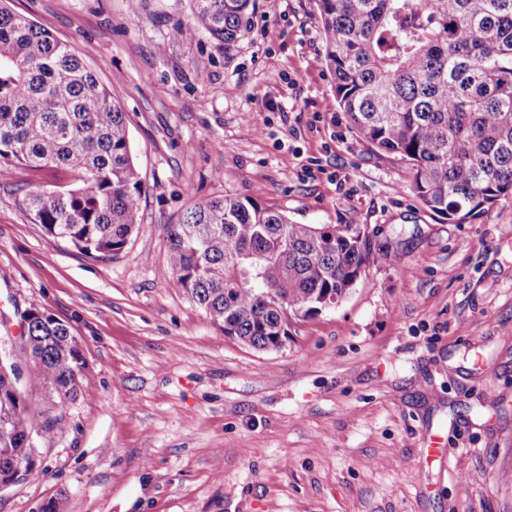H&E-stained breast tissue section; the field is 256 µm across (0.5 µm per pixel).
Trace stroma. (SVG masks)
<instances>
[{
  "label": "stroma",
  "instance_id": "stroma-1",
  "mask_svg": "<svg viewBox=\"0 0 512 512\" xmlns=\"http://www.w3.org/2000/svg\"><path fill=\"white\" fill-rule=\"evenodd\" d=\"M13 7L126 112L145 193L126 249L98 259L25 212L19 185L67 174L0 167V315L52 313L86 361L66 429L37 439L0 512H512V199L463 223L422 205L338 107L316 0H256L229 54L178 35L190 0ZM227 194L368 225L399 258L252 349L166 260L168 225Z\"/></svg>",
  "mask_w": 512,
  "mask_h": 512
}]
</instances>
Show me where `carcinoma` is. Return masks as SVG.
<instances>
[{
  "label": "carcinoma",
  "instance_id": "carcinoma-1",
  "mask_svg": "<svg viewBox=\"0 0 512 512\" xmlns=\"http://www.w3.org/2000/svg\"><path fill=\"white\" fill-rule=\"evenodd\" d=\"M0 0V165L55 168L62 189L27 182V214L47 235L106 258L140 224L144 183L125 112L95 71ZM193 20L228 54L255 0H191ZM336 102L376 151L409 165L410 190L456 223L512 196V0H317ZM368 227L296 224L250 196L196 202L168 227L177 285L225 336L281 349L293 322L347 295L371 264L396 258ZM0 364V481L35 467L36 438L64 426L27 391L64 405L85 368L68 325L36 311Z\"/></svg>",
  "mask_w": 512,
  "mask_h": 512
}]
</instances>
